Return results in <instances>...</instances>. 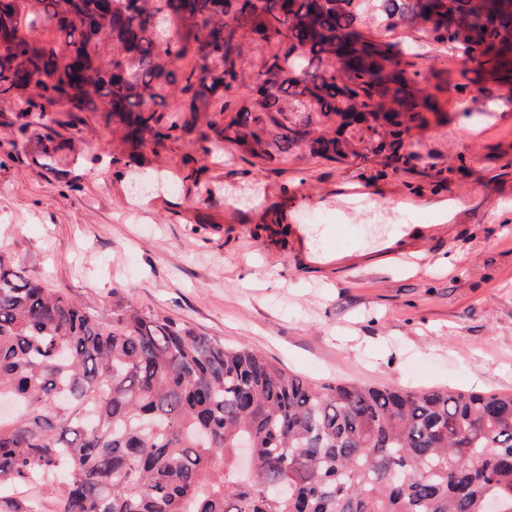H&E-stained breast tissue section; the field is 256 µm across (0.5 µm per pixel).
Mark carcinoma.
<instances>
[{"mask_svg": "<svg viewBox=\"0 0 512 512\" xmlns=\"http://www.w3.org/2000/svg\"><path fill=\"white\" fill-rule=\"evenodd\" d=\"M100 2L0 8V94L33 118L19 139L51 142L58 106L77 125L102 103L135 163L184 132L205 158L228 142L271 162L304 142L334 160L355 129L405 165L412 133L448 122V69H412L384 39L404 23L470 56L459 88L512 90V0ZM246 43L259 67L231 104ZM5 397L0 487L36 484L54 512H486L491 496L512 512V392L314 386L170 317L107 318L0 250Z\"/></svg>", "mask_w": 512, "mask_h": 512, "instance_id": "cac0c4a2", "label": "carcinoma"}]
</instances>
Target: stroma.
I'll use <instances>...</instances> for the list:
<instances>
[{
    "instance_id": "1",
    "label": "stroma",
    "mask_w": 512,
    "mask_h": 512,
    "mask_svg": "<svg viewBox=\"0 0 512 512\" xmlns=\"http://www.w3.org/2000/svg\"><path fill=\"white\" fill-rule=\"evenodd\" d=\"M447 99L400 167L357 141L336 161L204 158L184 134L144 149L141 177L172 187L142 205L100 113L49 156L1 96L0 249L101 314L168 316L317 386L512 391V101ZM355 224L382 230L364 244Z\"/></svg>"
}]
</instances>
